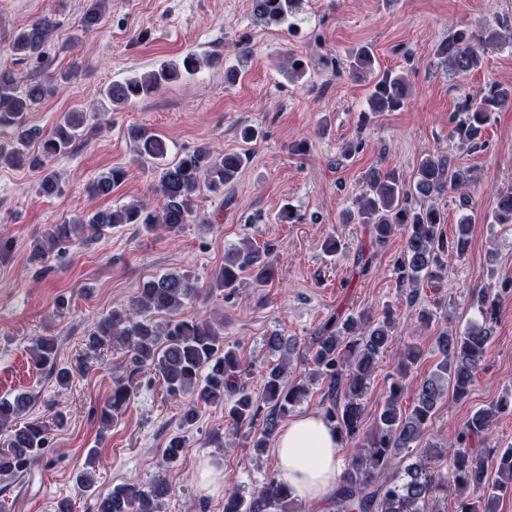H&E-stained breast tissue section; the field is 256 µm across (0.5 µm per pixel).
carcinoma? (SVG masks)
I'll return each mask as SVG.
<instances>
[{"instance_id":"1","label":"carcinoma","mask_w":512,"mask_h":512,"mask_svg":"<svg viewBox=\"0 0 512 512\" xmlns=\"http://www.w3.org/2000/svg\"><path fill=\"white\" fill-rule=\"evenodd\" d=\"M302 0H253V12L268 25L280 26L299 11ZM108 0H87L80 20L87 34L106 21ZM53 29V21L45 15L18 29L10 43L12 55L38 57ZM501 34L485 30L477 34L458 29L441 41L436 56L457 73L481 67L483 55L498 47ZM202 60L188 53L178 62H164L140 76L101 89L102 100L112 105L129 104L158 92L164 85L194 74ZM374 54L370 47L360 46L351 55L349 67L356 73L372 69ZM20 79L13 68L0 64V128L8 138L0 140V166L29 164L42 170L40 189L46 196L64 191L57 174L47 162L70 149L85 129L87 113L74 110L63 115L50 135L25 124L27 112L48 93L41 81L17 91ZM408 85L404 76L388 71L373 86L369 108L374 114L396 112L408 101ZM512 106V84L492 83L480 89L466 102L454 119L451 136L474 146L481 142L492 113ZM137 150L142 158L162 160L167 152L163 140L146 130L134 132ZM39 144L37 154L31 146ZM246 152L214 153L208 147H196L167 162L161 171L159 191L164 198L162 212L154 213L139 202L114 210H102L52 224L33 245V257L43 260L52 253L60 255L76 239H88L117 224H141L147 232L164 231L178 236L195 214V197L200 184L213 192L224 191L249 162ZM127 171L113 168L100 174L88 187L95 196H105L125 180ZM471 180L469 170L456 166L446 155L424 158L415 180L408 182L396 170H369L363 178L364 191L357 201V211L347 219L370 226L371 252L360 249L356 264L361 271L369 268L372 256L384 247L397 231L403 232L404 247L395 268L398 283L415 287L427 280L441 278L448 254L462 256L469 244L471 217L466 215L457 225L450 240L442 232L444 213L425 206L419 199L447 190L459 194L460 206H469L463 192ZM491 223L512 224V188L500 192L490 211ZM277 257L268 248L252 245L232 249L224 265L213 275L212 285L224 289L225 296L235 294L243 275L252 276L259 284L274 275ZM196 288L189 272H168L143 282L140 293L128 309H114L101 319L86 336V350L121 349L129 356L132 372L148 371L160 380L171 398L192 395L184 408L180 428L194 427L201 408L224 404V410L239 429H251L259 416L264 428L248 433L250 447L262 453L280 422L306 395L307 388L298 383L285 386L284 372L288 355L294 348L281 336H271L267 344L282 354L278 364L266 375L262 392L254 395L241 380L246 371L232 348L224 346V324L207 318L183 315L186 303ZM500 294L481 290L476 303L482 323L462 332L443 331L437 336L436 349L441 355L437 368L420 380L412 405L400 406L408 384L410 370L421 359L418 346L410 344L400 353L384 404L377 410L372 428H364L363 398L377 368L378 359L392 344L395 321L392 312L377 320L372 312L361 310L346 317L332 316L316 331L311 346L314 369L311 375L327 381L322 415L333 426L340 443H361V451L353 455L334 490L330 505L333 512H423V506L440 490L453 487L460 496L459 512H497L499 501L512 495V446L500 449L490 457L491 449L481 447L497 414L512 411V399L503 398L489 408L476 410L455 434L448 447L454 449L450 472L433 467L432 459L445 453L442 447L430 445V453L421 454L408 463L403 452L420 447L428 423L444 396L454 401L469 397L476 374L482 366L492 327L497 322ZM161 312L167 320L159 325L146 314ZM36 369L54 379L60 388L69 387L73 372L57 364L58 347L48 336L33 339L30 349ZM133 395L132 380H113L112 395L100 411L101 423L109 426L122 415ZM32 396L19 393L0 397V433L6 435L0 445V485L7 487L24 476L44 456L51 427H65L67 416L61 410L52 422L28 418ZM186 447L184 436H172L164 448V460L176 461ZM497 467V477L490 479L489 465ZM171 488L163 478L155 479L147 488L123 484L99 496L97 512H159ZM292 497L287 486L273 476L249 497L237 491L224 494V512H290Z\"/></svg>"}]
</instances>
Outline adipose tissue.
<instances>
[{
    "instance_id": "adipose-tissue-1",
    "label": "adipose tissue",
    "mask_w": 512,
    "mask_h": 512,
    "mask_svg": "<svg viewBox=\"0 0 512 512\" xmlns=\"http://www.w3.org/2000/svg\"><path fill=\"white\" fill-rule=\"evenodd\" d=\"M338 448L336 434L322 415L304 413L279 432L272 453L279 475L293 496L320 502L336 486L341 464Z\"/></svg>"
}]
</instances>
